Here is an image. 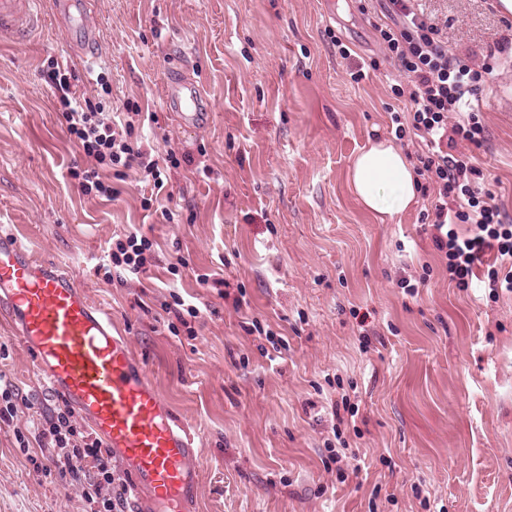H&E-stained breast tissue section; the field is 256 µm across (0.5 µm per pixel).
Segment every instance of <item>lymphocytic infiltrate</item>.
Here are the masks:
<instances>
[{
    "instance_id": "f902f5d3",
    "label": "lymphocytic infiltrate",
    "mask_w": 512,
    "mask_h": 512,
    "mask_svg": "<svg viewBox=\"0 0 512 512\" xmlns=\"http://www.w3.org/2000/svg\"><path fill=\"white\" fill-rule=\"evenodd\" d=\"M391 21L375 28L404 75L397 96L406 98L405 113H393L397 140L414 136L420 147L416 173L432 185V242L457 288L467 289L476 274H483L490 297L512 293V218L502 211L491 192L477 181L481 172L461 144L481 146L486 133L478 91L492 80L488 66H474L469 58L452 52L438 27L419 13L413 0H386ZM79 76L72 69L52 66L47 82L56 108L70 137L94 167L74 168L70 175L81 191L106 199L118 190L102 178L103 169L139 166L152 195L165 188L164 169L132 141L135 124L114 122L111 113L77 91ZM467 225L459 233L458 225ZM151 241L132 232L113 241L104 271L133 275L143 272L151 257ZM20 448L30 444L51 447L63 474L84 489L89 503L99 512H127L130 488L113 469L111 453L102 441L78 426L72 408L56 403L34 424L32 434L16 432Z\"/></svg>"
}]
</instances>
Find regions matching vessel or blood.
<instances>
[{
  "label": "vessel or blood",
  "mask_w": 512,
  "mask_h": 512,
  "mask_svg": "<svg viewBox=\"0 0 512 512\" xmlns=\"http://www.w3.org/2000/svg\"><path fill=\"white\" fill-rule=\"evenodd\" d=\"M39 0H0V38L25 36ZM76 50L96 39L86 0H53ZM165 106L192 124L211 114L193 83L170 75ZM0 310L33 352L50 390L66 399L100 436L131 481L132 512H194L198 450L190 430L164 402L144 363L73 275L37 261L10 232L0 231Z\"/></svg>",
  "instance_id": "1"
}]
</instances>
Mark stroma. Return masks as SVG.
<instances>
[{"instance_id": "obj_1", "label": "stroma", "mask_w": 512, "mask_h": 512, "mask_svg": "<svg viewBox=\"0 0 512 512\" xmlns=\"http://www.w3.org/2000/svg\"><path fill=\"white\" fill-rule=\"evenodd\" d=\"M415 3L458 53L497 70L472 154L512 216V67L495 51L512 15L498 0ZM384 13V0H89L94 63L47 7L24 41L0 42V228L109 310L195 432L196 512H512V294L449 282L421 221L429 198L382 224L348 188L357 153L394 141L391 115L406 109L373 30ZM52 62L79 72L93 101L155 114L142 150L190 159L168 169L167 199L142 207L136 166L113 180L115 200L82 194L69 171L90 160L60 124ZM176 73L201 84L209 125L166 109ZM134 231L154 244L146 272L97 274L111 241ZM174 293L200 311L194 335L167 328ZM255 317L287 348L248 333ZM1 342L0 375L23 402L0 426V512H90L53 449L33 464L18 448L15 429L56 398L4 315ZM344 401L358 412L341 424Z\"/></svg>"}]
</instances>
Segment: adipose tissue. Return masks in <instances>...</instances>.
I'll return each instance as SVG.
<instances>
[{"mask_svg": "<svg viewBox=\"0 0 512 512\" xmlns=\"http://www.w3.org/2000/svg\"><path fill=\"white\" fill-rule=\"evenodd\" d=\"M350 190L379 222L406 211L416 200L417 179L403 152L385 140L362 149L348 172Z\"/></svg>", "mask_w": 512, "mask_h": 512, "instance_id": "obj_1", "label": "adipose tissue"}]
</instances>
